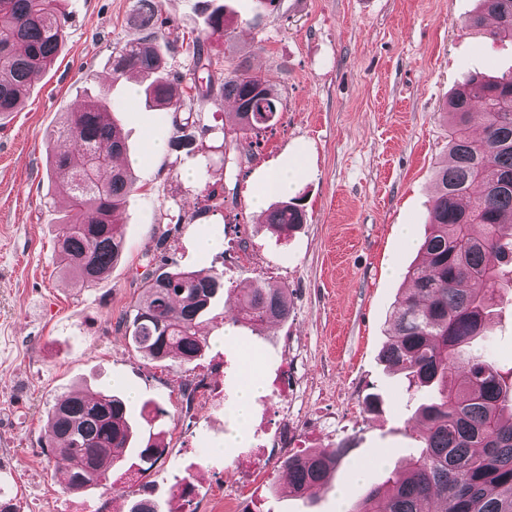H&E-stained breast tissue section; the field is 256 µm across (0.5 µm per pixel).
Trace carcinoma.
<instances>
[{"label": "carcinoma", "instance_id": "carcinoma-1", "mask_svg": "<svg viewBox=\"0 0 512 512\" xmlns=\"http://www.w3.org/2000/svg\"><path fill=\"white\" fill-rule=\"evenodd\" d=\"M146 2L135 0L140 37L112 52V75L139 79L145 100L172 113L174 150L194 153L196 133L209 131L192 108L195 99L233 100L246 134L268 128L281 111L276 86L245 58L219 73L201 39L189 52L194 94L182 98L181 76L167 69L155 9L144 11ZM480 2L468 24L492 20V35L512 39V0ZM207 25L210 34L231 37L224 7L209 14ZM65 26L62 0H0V114L16 111L33 78L54 65ZM104 102L85 100L65 113L58 129L81 165L49 151L51 198L67 204L56 233L58 257L87 286L122 258L118 216L136 191L131 173L114 163L127 146ZM446 117L449 161L435 173L438 190L420 246L424 261L408 271L412 288L399 303L382 351L383 361L407 380V390L436 395L417 408L424 428L406 468L392 471L352 512H512V376L471 353L473 341L488 333L494 288L503 276L495 262L512 263V73L496 80L470 76L449 98ZM477 119L482 130L474 135L470 127ZM266 222L288 234L307 215L295 201L281 200L267 211ZM223 290L221 273L160 262L123 319L135 352L150 361L198 360L206 346L198 326ZM288 313L284 290L269 284L238 300L237 319L252 324L285 320ZM47 417L53 441L45 455L77 494L112 485L114 470L128 462L144 473L165 452L156 443L134 445L132 410L110 392L92 402L74 392L54 403ZM342 454L341 448H320L288 457L290 493L302 498L327 484Z\"/></svg>", "mask_w": 512, "mask_h": 512}]
</instances>
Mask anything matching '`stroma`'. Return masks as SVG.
Masks as SVG:
<instances>
[{"instance_id":"stroma-1","label":"stroma","mask_w":512,"mask_h":512,"mask_svg":"<svg viewBox=\"0 0 512 512\" xmlns=\"http://www.w3.org/2000/svg\"><path fill=\"white\" fill-rule=\"evenodd\" d=\"M134 0H65L68 37L54 66L37 75L24 105L0 123V501L17 512H126L134 488L66 489L43 450L51 441L47 409L76 389L119 383L133 408L163 409L140 422L165 447L145 480L166 503L171 485L195 478L199 512L233 490L235 459L253 451L252 428L233 414L239 364L260 373L287 365L297 386L285 402L309 449L339 448L327 486L292 496L277 455L258 488L260 512H349L418 446L420 402L403 375L387 367L393 311L420 261L434 173L448 157L444 106L474 72H512V40L465 27L478 0H160L164 54L191 84L188 47L206 39L221 71L238 56L276 84L282 110L259 134H243L227 101L195 102L223 146L200 174L199 157L169 142L171 115L131 102L113 82V49L138 38ZM224 6L231 39L208 34L206 18ZM105 97L126 137L136 179L120 222L121 260L85 286L67 274L54 237L66 206L51 202L50 148L64 112L84 93ZM298 169L294 196L307 212L302 228L277 236L255 217L250 198L266 176ZM407 225L409 238L398 233ZM213 249L200 252L199 238ZM169 258L186 270L223 274L224 290L198 327L201 359L143 360L121 321L144 293L151 264ZM285 288L286 321L232 324L238 298L256 281ZM487 336L474 352L512 370V286L498 288ZM225 386L194 420L180 417L182 391L202 379ZM385 454L384 465L372 459Z\"/></svg>"}]
</instances>
